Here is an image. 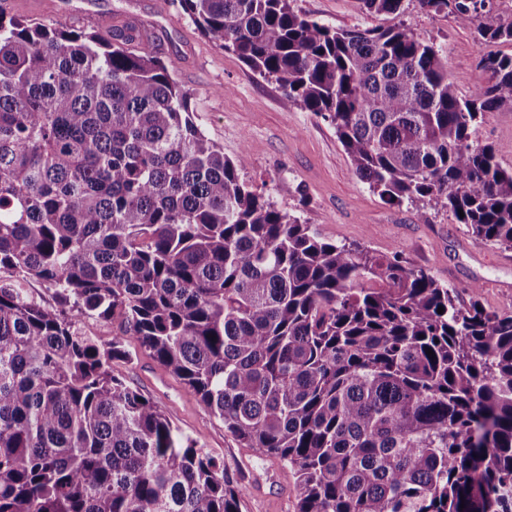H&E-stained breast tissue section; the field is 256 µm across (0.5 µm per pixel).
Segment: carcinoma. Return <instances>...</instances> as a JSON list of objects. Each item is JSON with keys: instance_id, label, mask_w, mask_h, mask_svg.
I'll return each instance as SVG.
<instances>
[{"instance_id": "obj_1", "label": "carcinoma", "mask_w": 512, "mask_h": 512, "mask_svg": "<svg viewBox=\"0 0 512 512\" xmlns=\"http://www.w3.org/2000/svg\"><path fill=\"white\" fill-rule=\"evenodd\" d=\"M181 2L330 121L382 200L512 249V171L475 142L487 113L512 111V54L482 56L462 97L444 50L402 22L337 29L294 0ZM418 2L482 44L512 43L497 0ZM140 39L0 0V512H239L244 479L112 375L127 335L242 447L294 471L297 512H512V311L276 208ZM31 280L56 305L30 299ZM78 314L118 318L122 335L81 336Z\"/></svg>"}]
</instances>
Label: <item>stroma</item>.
Segmentation results:
<instances>
[{"label":"stroma","mask_w":512,"mask_h":512,"mask_svg":"<svg viewBox=\"0 0 512 512\" xmlns=\"http://www.w3.org/2000/svg\"><path fill=\"white\" fill-rule=\"evenodd\" d=\"M13 13L91 28L133 21L144 29L141 52L175 63L189 92L199 129L222 146L225 157L248 154L241 177L277 208L312 225L336 244L358 243L379 254L401 252L452 288L476 286L489 311L512 310V250L471 236L452 215L407 202L387 203L360 180L328 120L288 102L274 83L254 74L237 56L204 37L180 0H7ZM296 9L341 28L390 25L392 17L367 14L361 0H295ZM403 22L422 39L443 47L448 76L460 96L480 80L482 55L512 54V44H482L473 28L422 10L410 0ZM512 170V112L488 113L475 135ZM128 358L112 372L157 403L181 436L223 460L230 475L245 476L240 512H297L293 471L278 459L258 460L241 447L182 380L163 369L135 337L125 338Z\"/></svg>","instance_id":"stroma-1"}]
</instances>
